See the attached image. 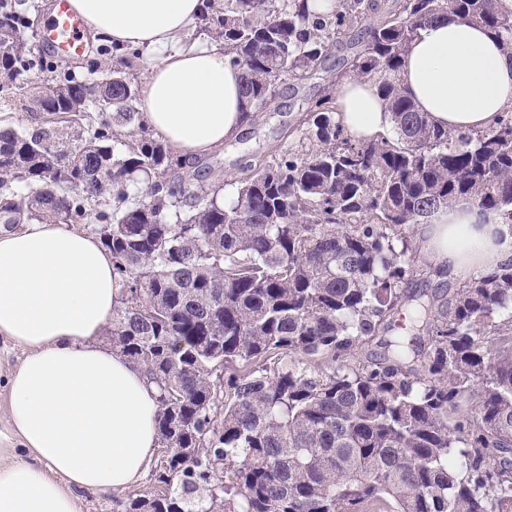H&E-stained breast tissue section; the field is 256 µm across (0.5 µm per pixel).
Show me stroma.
Returning a JSON list of instances; mask_svg holds the SVG:
<instances>
[{
    "mask_svg": "<svg viewBox=\"0 0 512 512\" xmlns=\"http://www.w3.org/2000/svg\"><path fill=\"white\" fill-rule=\"evenodd\" d=\"M360 47L357 34H348L305 79L280 83L275 101L266 111L255 115L238 139L194 161L188 180L190 187L213 183L220 175L236 176L254 159L280 153L294 145L293 133L308 106L335 79L344 58Z\"/></svg>",
    "mask_w": 512,
    "mask_h": 512,
    "instance_id": "stroma-1",
    "label": "stroma"
}]
</instances>
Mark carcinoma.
<instances>
[{
	"label": "carcinoma",
	"instance_id": "1",
	"mask_svg": "<svg viewBox=\"0 0 512 512\" xmlns=\"http://www.w3.org/2000/svg\"><path fill=\"white\" fill-rule=\"evenodd\" d=\"M500 40L498 0H204L197 32L241 71L243 112L270 105L363 25L346 77L376 84L392 133L350 136L335 91L298 145L224 185L186 187V162L142 120L126 47L98 80L27 38L0 0V102L60 115L0 118V224L89 228L112 253L123 306L112 348L159 390L156 492L113 512H512V262L438 303L411 226L458 203L512 225V107L465 132L435 124L400 80L441 18ZM45 74L34 87L27 78ZM375 336L384 361L333 367Z\"/></svg>",
	"mask_w": 512,
	"mask_h": 512
}]
</instances>
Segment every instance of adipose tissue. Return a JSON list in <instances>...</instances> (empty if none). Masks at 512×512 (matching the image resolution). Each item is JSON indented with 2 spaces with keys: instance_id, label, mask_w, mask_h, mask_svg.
<instances>
[{
  "instance_id": "1",
  "label": "adipose tissue",
  "mask_w": 512,
  "mask_h": 512,
  "mask_svg": "<svg viewBox=\"0 0 512 512\" xmlns=\"http://www.w3.org/2000/svg\"><path fill=\"white\" fill-rule=\"evenodd\" d=\"M93 38L143 46L155 61L143 119L183 160L236 140L247 119L240 74L219 46L173 49L202 0H71ZM401 81L421 111L452 130L485 129L512 105V57L458 19L424 29ZM338 119L356 139L389 126L374 83L336 88ZM432 265L466 278L512 260V226L470 204L420 225ZM124 292L98 236L64 224L0 227V512H78L81 491L137 485L157 446L158 391L140 366L97 338Z\"/></svg>"
}]
</instances>
